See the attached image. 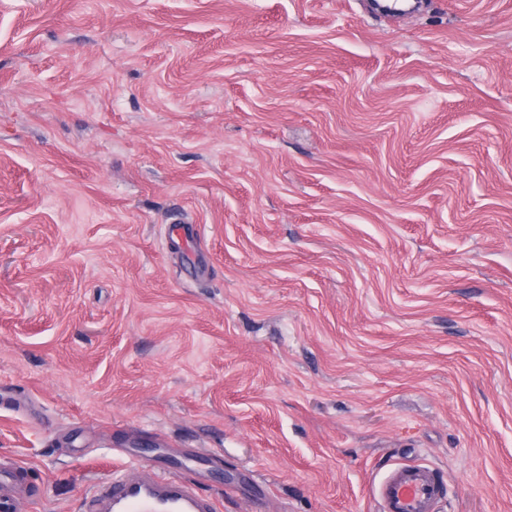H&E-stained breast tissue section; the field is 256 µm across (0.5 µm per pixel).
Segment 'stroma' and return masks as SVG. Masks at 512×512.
Returning a JSON list of instances; mask_svg holds the SVG:
<instances>
[{
	"label": "stroma",
	"mask_w": 512,
	"mask_h": 512,
	"mask_svg": "<svg viewBox=\"0 0 512 512\" xmlns=\"http://www.w3.org/2000/svg\"><path fill=\"white\" fill-rule=\"evenodd\" d=\"M132 458L512 512V0H0V464ZM445 492L436 468L426 463L398 465L379 484L378 512H435Z\"/></svg>",
	"instance_id": "stroma-1"
}]
</instances>
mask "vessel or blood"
<instances>
[{
	"label": "vessel or blood",
	"mask_w": 512,
	"mask_h": 512,
	"mask_svg": "<svg viewBox=\"0 0 512 512\" xmlns=\"http://www.w3.org/2000/svg\"><path fill=\"white\" fill-rule=\"evenodd\" d=\"M25 469L16 465L0 475V512H24L18 488ZM445 485L425 463L391 469L377 491L378 512H435ZM83 512H217L215 499L159 465L136 459L99 477L82 501Z\"/></svg>",
	"instance_id": "vessel-or-blood-1"
}]
</instances>
